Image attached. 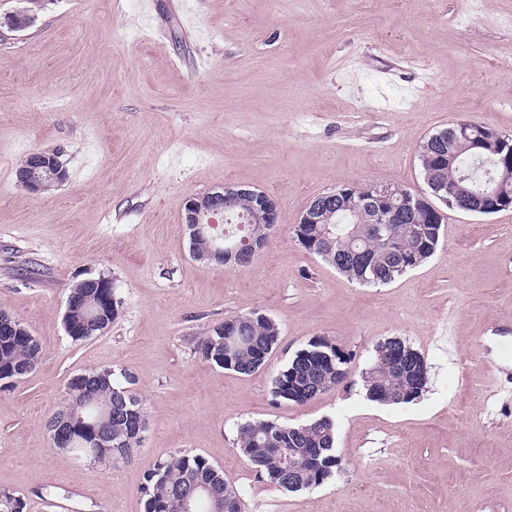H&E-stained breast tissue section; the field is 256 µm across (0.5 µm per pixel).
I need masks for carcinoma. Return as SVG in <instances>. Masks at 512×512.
<instances>
[{"label": "carcinoma", "mask_w": 512, "mask_h": 512, "mask_svg": "<svg viewBox=\"0 0 512 512\" xmlns=\"http://www.w3.org/2000/svg\"><path fill=\"white\" fill-rule=\"evenodd\" d=\"M485 123L472 121L465 133L448 128L436 132L421 145L419 161L427 191L443 188L458 190L459 210L468 212L492 193L512 194V135L507 141L484 138ZM378 183H354L340 197L324 207L318 224L300 228V244L341 274L362 285L380 286L425 262L440 242L443 219H431L425 209L405 207L410 195L383 197ZM258 198L250 193L234 197L224 216L247 224L256 243L269 240L271 224H249L246 215L259 209ZM390 219L388 232L379 235L376 225L382 217ZM357 253L358 264L349 260ZM85 307L71 314L83 325L75 342L88 340L108 330L118 315L117 301L95 309L97 289L82 288ZM235 327L228 336L210 329L201 341L205 359L239 374L261 369L279 342L277 323L261 312L234 317ZM391 340L374 346L372 363L362 372L366 397L388 387L394 398L390 404H406L418 399L427 386L429 368L422 358L398 367L380 359V350ZM41 347L29 329L13 316L0 311V381L21 378L37 364ZM336 363V344L326 338L314 340L299 350L273 379L271 394L275 401L305 404L319 394L343 383ZM94 378V402L85 399L81 375L68 385V401L61 413L77 411L94 420L107 404H112V450L139 448L148 428L145 403L133 395L110 367L85 371ZM336 425L327 417L305 424L288 425L274 421H247L238 426L236 445L257 473L276 488L294 492L317 487L334 475L341 463L336 454ZM319 448L316 462L308 458V449ZM293 475H288V462ZM207 485L209 498L196 512H244L240 493L224 481V474L200 455H179L160 462L149 470L141 493L145 512H184L183 501L192 485ZM23 500L14 493L0 491V512H24Z\"/></svg>", "instance_id": "carcinoma-1"}]
</instances>
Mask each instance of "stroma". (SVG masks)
I'll return each instance as SVG.
<instances>
[{
  "instance_id": "1",
  "label": "stroma",
  "mask_w": 512,
  "mask_h": 512,
  "mask_svg": "<svg viewBox=\"0 0 512 512\" xmlns=\"http://www.w3.org/2000/svg\"><path fill=\"white\" fill-rule=\"evenodd\" d=\"M464 119L512 135V0H0V311L41 347L0 388V490L24 512H144L146 472L198 454L245 512H512V209L446 211L433 255L377 288L295 234L345 182L424 193L420 144ZM40 150L68 178L34 194L15 171ZM222 186L278 202L245 266L191 254L183 204ZM99 273L118 315L72 341L70 288ZM253 311L280 330L265 366L207 361L206 332ZM393 337L430 370L408 404L363 389L374 344ZM320 338L352 354L347 384L274 401L273 378ZM99 366L127 374L149 414L113 465L73 459L48 431L72 376ZM321 416L343 468L318 487H270L236 446L240 423Z\"/></svg>"
}]
</instances>
